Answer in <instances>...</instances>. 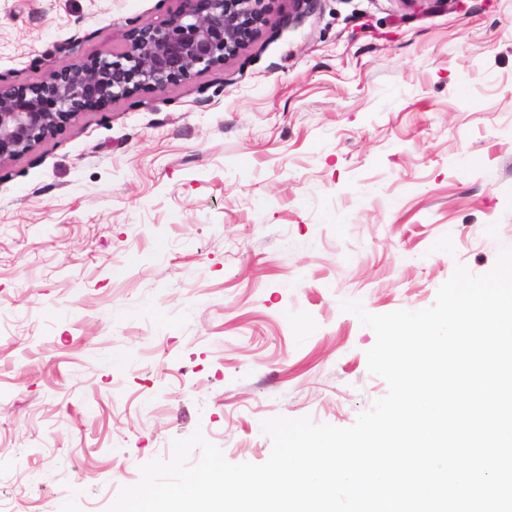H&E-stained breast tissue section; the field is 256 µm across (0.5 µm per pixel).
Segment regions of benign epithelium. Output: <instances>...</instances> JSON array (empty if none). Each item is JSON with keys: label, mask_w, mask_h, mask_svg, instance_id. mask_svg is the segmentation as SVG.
<instances>
[{"label": "benign epithelium", "mask_w": 512, "mask_h": 512, "mask_svg": "<svg viewBox=\"0 0 512 512\" xmlns=\"http://www.w3.org/2000/svg\"><path fill=\"white\" fill-rule=\"evenodd\" d=\"M160 23L130 29L124 43L80 58L42 80L0 79V165L21 156L86 112L157 91L215 69L251 44L277 0H182Z\"/></svg>", "instance_id": "1"}]
</instances>
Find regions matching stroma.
<instances>
[{"label":"stroma","instance_id":"stroma-1","mask_svg":"<svg viewBox=\"0 0 512 512\" xmlns=\"http://www.w3.org/2000/svg\"><path fill=\"white\" fill-rule=\"evenodd\" d=\"M180 0H0L38 81ZM74 52H65L69 42ZM512 247V0H276L223 67L0 166V512H107L202 433L386 395L342 302L424 309Z\"/></svg>","mask_w":512,"mask_h":512}]
</instances>
